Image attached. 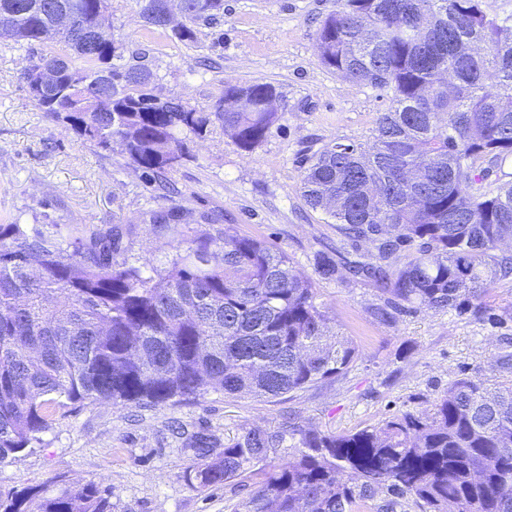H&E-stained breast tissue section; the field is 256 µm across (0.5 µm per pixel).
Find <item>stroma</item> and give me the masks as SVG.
I'll return each instance as SVG.
<instances>
[{
	"label": "stroma",
	"mask_w": 512,
	"mask_h": 512,
	"mask_svg": "<svg viewBox=\"0 0 512 512\" xmlns=\"http://www.w3.org/2000/svg\"><path fill=\"white\" fill-rule=\"evenodd\" d=\"M142 0H112V35L156 76L155 93L210 109L225 85L275 86L282 117L253 152L217 130L192 142L191 157L170 169L167 195L156 175L135 169L119 149L78 140L32 103L23 70L31 49L0 43V224H22L66 240L112 228L120 256L164 267L173 248L221 227L264 241L314 277L316 302L356 347L348 370L277 397H203L160 405L105 401L49 403L50 429L33 451L0 464V497L64 476L111 489L112 512H241L265 472L291 459L298 433L326 435L381 426L419 411L450 381L512 380V282L497 283L481 314L399 309L374 281L316 275L320 256L337 262L372 253L310 208L301 179L313 157L341 142L369 145L392 92L352 83L325 67L316 49L319 20L338 0H224V13L197 25L187 43L145 26ZM183 210L178 224L149 215ZM218 214L222 224H205ZM284 437L253 473L202 489L191 474L189 442L202 434L220 448L247 430Z\"/></svg>",
	"instance_id": "1"
}]
</instances>
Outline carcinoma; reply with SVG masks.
Instances as JSON below:
<instances>
[{
    "label": "carcinoma",
    "mask_w": 512,
    "mask_h": 512,
    "mask_svg": "<svg viewBox=\"0 0 512 512\" xmlns=\"http://www.w3.org/2000/svg\"><path fill=\"white\" fill-rule=\"evenodd\" d=\"M170 28L165 0H145L143 22L183 42L224 12V0H184ZM97 0H0V41L51 47L24 73L56 82L29 90L33 103L80 140L114 146L161 174L190 158L186 139L221 128L251 152L280 120L264 109L272 86L227 85L204 111L153 92V72L124 61V45L96 41ZM69 14L73 31L56 27ZM324 65L360 85L389 88L372 144L336 142L306 168L301 191L352 241L376 253L349 266L410 308L480 311L512 279V182L472 186L512 155V15L482 0H340L316 33ZM109 72L106 112H79L67 91ZM253 109L234 108L239 95ZM177 224L180 208L150 215ZM119 240L94 232L73 247L21 224H0V463L34 448L50 428L45 397L81 403L165 404L209 391L281 396L344 373L356 348L333 331L312 278L264 242L229 229L175 247L162 269L118 260ZM283 437L248 430L221 451L197 435L191 451L201 488L244 476ZM302 450L268 472L243 512H355L387 493L426 512H512V384L479 377L448 383L431 407L356 432L300 433ZM0 503V512H112L110 492L56 480Z\"/></svg>",
    "instance_id": "1"
}]
</instances>
